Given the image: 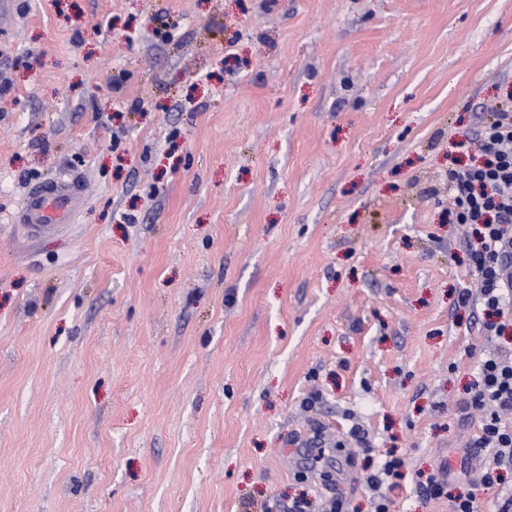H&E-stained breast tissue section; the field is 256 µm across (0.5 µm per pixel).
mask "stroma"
<instances>
[{
	"label": "stroma",
	"instance_id": "stroma-1",
	"mask_svg": "<svg viewBox=\"0 0 512 512\" xmlns=\"http://www.w3.org/2000/svg\"><path fill=\"white\" fill-rule=\"evenodd\" d=\"M4 80L0 512H279L318 429L348 512L391 457L389 512H451L499 340L448 171L512 0H14ZM59 176L75 222L27 236ZM80 193V187L73 182H39L24 197L14 223L22 224L34 235H53L72 223ZM403 468V461L399 458L386 460L377 474L367 476L366 482L372 491H378L383 484L388 488L398 485L396 480L405 478V473L400 471ZM391 481V482H389Z\"/></svg>",
	"mask_w": 512,
	"mask_h": 512
}]
</instances>
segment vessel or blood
Segmentation results:
<instances>
[{"instance_id": "1", "label": "vessel or blood", "mask_w": 512, "mask_h": 512, "mask_svg": "<svg viewBox=\"0 0 512 512\" xmlns=\"http://www.w3.org/2000/svg\"><path fill=\"white\" fill-rule=\"evenodd\" d=\"M81 190L75 183L49 180L35 184L24 197L16 221L35 235H51L72 223Z\"/></svg>"}]
</instances>
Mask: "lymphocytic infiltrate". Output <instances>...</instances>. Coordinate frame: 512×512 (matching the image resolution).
Here are the masks:
<instances>
[{
	"label": "lymphocytic infiltrate",
	"instance_id": "obj_1",
	"mask_svg": "<svg viewBox=\"0 0 512 512\" xmlns=\"http://www.w3.org/2000/svg\"><path fill=\"white\" fill-rule=\"evenodd\" d=\"M448 195L457 223L468 225L467 250L480 275L479 292L463 291L462 303L481 307L484 329L503 335L512 328V109H497L486 124L478 147L465 168L448 173ZM477 390L470 405L481 414L478 451L492 450L493 463L481 472L477 484L491 490L500 486V467L512 465V425L502 415L512 412V347L501 345L479 366Z\"/></svg>",
	"mask_w": 512,
	"mask_h": 512
}]
</instances>
